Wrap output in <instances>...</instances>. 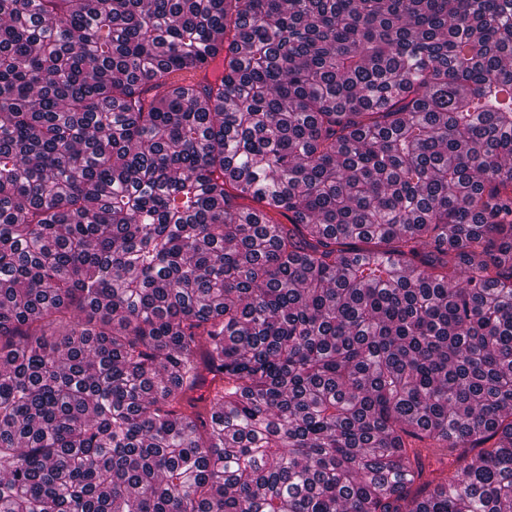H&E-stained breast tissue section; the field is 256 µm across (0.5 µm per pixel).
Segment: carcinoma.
<instances>
[{
    "label": "carcinoma",
    "instance_id": "carcinoma-1",
    "mask_svg": "<svg viewBox=\"0 0 512 512\" xmlns=\"http://www.w3.org/2000/svg\"><path fill=\"white\" fill-rule=\"evenodd\" d=\"M509 508L512 0H0V512Z\"/></svg>",
    "mask_w": 512,
    "mask_h": 512
}]
</instances>
